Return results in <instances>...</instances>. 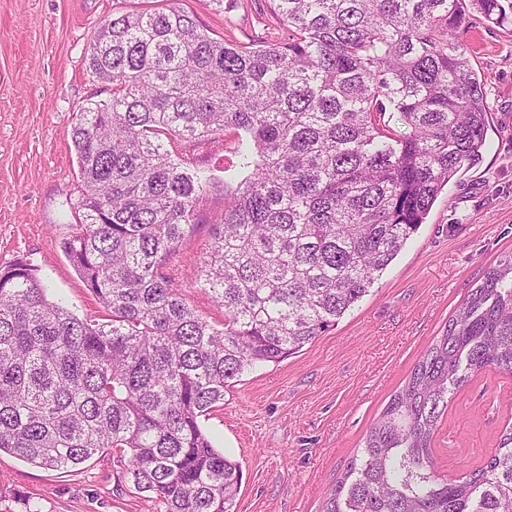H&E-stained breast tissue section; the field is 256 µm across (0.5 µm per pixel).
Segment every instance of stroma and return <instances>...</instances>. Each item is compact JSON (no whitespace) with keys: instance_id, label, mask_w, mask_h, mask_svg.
Returning a JSON list of instances; mask_svg holds the SVG:
<instances>
[{"instance_id":"stroma-1","label":"stroma","mask_w":512,"mask_h":512,"mask_svg":"<svg viewBox=\"0 0 512 512\" xmlns=\"http://www.w3.org/2000/svg\"><path fill=\"white\" fill-rule=\"evenodd\" d=\"M163 0H0V266L30 259L80 317L99 306L63 252L76 217L77 159L71 129L81 109L109 99L87 54L112 15ZM212 36L246 42L266 35L264 0H178ZM458 41L482 78L490 105L482 157L462 168L424 224L380 274L368 295L335 326L280 363L244 374L203 420L218 449L240 463L231 512H321L360 454L363 437L420 356L480 283L512 255V27L470 13ZM234 135L180 153L223 178ZM224 213L215 187L199 203L200 224L172 260L186 303L213 325L224 311L195 288L213 226ZM512 427V373L486 369L453 395L434 436L437 468L455 479L479 468ZM112 456L81 465L67 481L19 456L0 453V512H153L130 483H117Z\"/></svg>"}]
</instances>
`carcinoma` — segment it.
<instances>
[{
  "instance_id": "obj_1",
  "label": "carcinoma",
  "mask_w": 512,
  "mask_h": 512,
  "mask_svg": "<svg viewBox=\"0 0 512 512\" xmlns=\"http://www.w3.org/2000/svg\"><path fill=\"white\" fill-rule=\"evenodd\" d=\"M277 41L215 38L172 4L107 19L90 71L112 97L71 129L79 196L63 250L103 317L0 266V452L55 472L109 453L156 512H230L239 462L202 418L256 366L298 353L360 301L457 172L482 156L484 85L455 36L512 0H266ZM397 116L406 132L385 120ZM238 131L224 215L192 309L169 263L214 177L176 150ZM512 373V256L490 267L363 437L323 512H512V429L473 473L441 475L448 399Z\"/></svg>"
}]
</instances>
